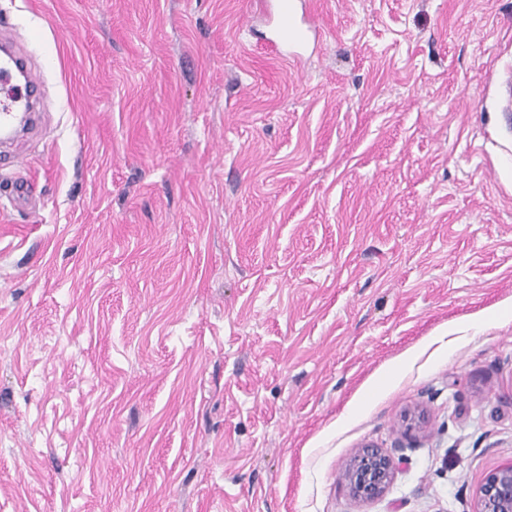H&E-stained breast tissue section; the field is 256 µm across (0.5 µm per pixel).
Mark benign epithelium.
I'll return each instance as SVG.
<instances>
[{
  "mask_svg": "<svg viewBox=\"0 0 512 512\" xmlns=\"http://www.w3.org/2000/svg\"><path fill=\"white\" fill-rule=\"evenodd\" d=\"M404 457L383 448L367 446L342 471V480L359 500L381 498ZM476 512H512V465L490 473L483 481Z\"/></svg>",
  "mask_w": 512,
  "mask_h": 512,
  "instance_id": "benign-epithelium-1",
  "label": "benign epithelium"
}]
</instances>
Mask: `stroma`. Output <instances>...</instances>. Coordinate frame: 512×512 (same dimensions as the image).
I'll use <instances>...</instances> for the list:
<instances>
[{
	"mask_svg": "<svg viewBox=\"0 0 512 512\" xmlns=\"http://www.w3.org/2000/svg\"><path fill=\"white\" fill-rule=\"evenodd\" d=\"M314 8L293 65L254 0H0V512H475L512 465V0ZM2 51L7 53L11 59V63L13 64L15 70L19 73L23 74V79L25 81V85L27 84L26 77V59L22 54L16 55L11 48L4 45L2 46ZM29 84L24 86L25 92L20 95H12L8 98L2 99L0 98V132L1 134L8 135L10 134L18 124L16 119V112L20 108V103L23 105L22 112H31L32 110V102H31V94L30 91L33 89L34 80L29 79ZM404 460L395 452L366 446L346 463L342 480L354 498L366 501L379 499Z\"/></svg>",
	"mask_w": 512,
	"mask_h": 512,
	"instance_id": "stroma-1",
	"label": "stroma"
}]
</instances>
